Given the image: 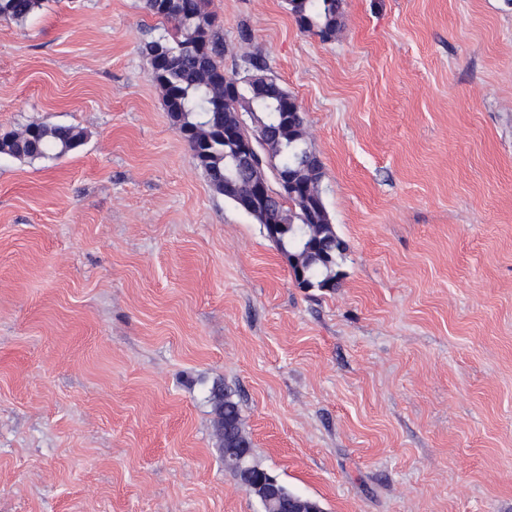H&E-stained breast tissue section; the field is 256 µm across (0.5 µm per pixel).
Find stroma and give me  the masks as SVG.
<instances>
[{"instance_id":"stroma-1","label":"stroma","mask_w":512,"mask_h":512,"mask_svg":"<svg viewBox=\"0 0 512 512\" xmlns=\"http://www.w3.org/2000/svg\"><path fill=\"white\" fill-rule=\"evenodd\" d=\"M224 72L295 96L347 249L299 287L172 127L143 0L0 20V512H263L219 452L213 385L254 457L324 512H512V0H209ZM342 4L343 0H288L299 29L325 39L335 36L340 27ZM35 133L30 139H18L13 131L0 132V154L18 160L52 159L82 145L84 133L68 125H30Z\"/></svg>"}]
</instances>
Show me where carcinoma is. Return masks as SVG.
Returning a JSON list of instances; mask_svg holds the SVG:
<instances>
[{
    "mask_svg": "<svg viewBox=\"0 0 512 512\" xmlns=\"http://www.w3.org/2000/svg\"><path fill=\"white\" fill-rule=\"evenodd\" d=\"M43 0H0V18L21 21L42 6ZM343 0H288L291 14L303 32H315L325 39L336 35L340 27ZM151 15L173 24L164 33L153 36L142 47L152 79L164 88V103L177 132L190 131L186 140L197 165L205 173L213 191L224 195V176L246 189L252 174L238 170L232 161V142L224 140V131L239 126V114L250 112L257 143L256 164L267 163L264 130L282 125L281 116L294 114L282 133L293 141L292 149L308 146L304 118L296 98L277 79L268 74L266 63L257 56L244 57L243 75H224V37L216 29L207 10V0H144ZM29 139L12 131L0 132V154L18 160L52 159L82 145L84 133L68 125H35ZM323 168L317 158L306 165L292 166V178L283 187L278 175L270 173V201L284 221L283 232L271 241L281 253L301 257L304 282L311 288L333 290L339 286V260L346 251L345 242L332 224L323 195ZM210 400L217 414L224 457L238 455L237 449H252V441L243 427L239 402L232 391L216 386ZM240 483L252 478L261 486L274 478L258 465L253 454L243 465L230 468Z\"/></svg>",
    "mask_w": 512,
    "mask_h": 512,
    "instance_id": "obj_1",
    "label": "carcinoma"
}]
</instances>
